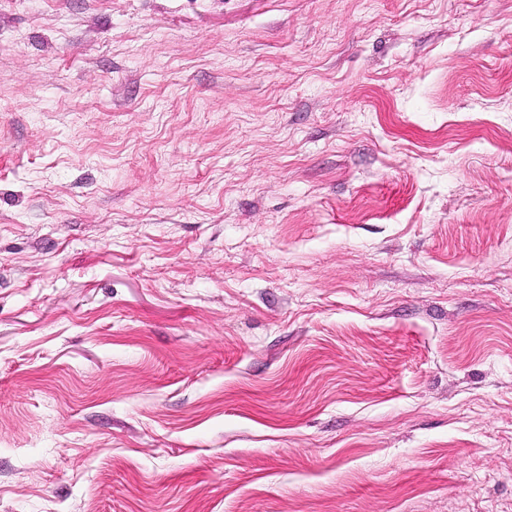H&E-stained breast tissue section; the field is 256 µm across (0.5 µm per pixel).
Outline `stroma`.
<instances>
[{"label": "stroma", "instance_id": "obj_1", "mask_svg": "<svg viewBox=\"0 0 512 512\" xmlns=\"http://www.w3.org/2000/svg\"><path fill=\"white\" fill-rule=\"evenodd\" d=\"M0 512H512V0H0Z\"/></svg>", "mask_w": 512, "mask_h": 512}]
</instances>
